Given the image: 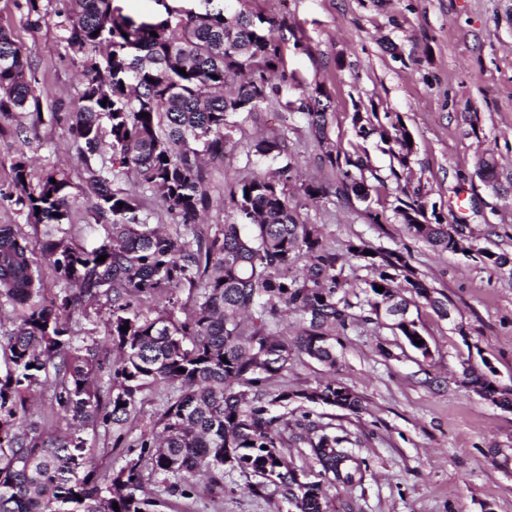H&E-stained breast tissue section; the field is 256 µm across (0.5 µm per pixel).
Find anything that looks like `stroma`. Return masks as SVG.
Instances as JSON below:
<instances>
[{
    "instance_id": "stroma-1",
    "label": "stroma",
    "mask_w": 512,
    "mask_h": 512,
    "mask_svg": "<svg viewBox=\"0 0 512 512\" xmlns=\"http://www.w3.org/2000/svg\"><path fill=\"white\" fill-rule=\"evenodd\" d=\"M45 22L31 27L22 0H0V28L11 31L36 68L43 104L77 101L83 84L57 25L55 0H42ZM248 9L286 21L285 98L322 88L330 95L332 143L352 139L354 104L398 115L416 153L407 179L389 178L390 156L368 141L372 168L385 176L371 203L335 194L337 171L324 158L302 114L273 103L244 120L226 148L215 186L249 175L244 146L256 133H286L300 178L325 195L300 198V221L319 225L344 255L363 241L408 252L428 288L448 306L440 316L411 298L409 315L429 343L411 348L385 322H358L340 336L335 367L295 352L269 387L300 391L334 379L353 390L363 410L319 411L321 423L348 433L365 458L362 482L327 487V512H512V409L483 399L461 382L462 364L489 362L495 380L512 387V270L478 256L440 252L413 237L395 215L398 199L421 193L449 223L462 224L477 248L512 255V0H247ZM302 40L303 50L293 40ZM31 159V178L53 169L78 176L83 164L64 125L43 121L29 146L0 135V185L10 180L17 150ZM498 163L496 186L477 172L481 154ZM107 308L74 314L77 343L112 363ZM86 457L100 472L119 469L124 449L111 433L85 430ZM258 492H251V485ZM148 491L161 512H295L274 485L225 470L223 488L196 480L190 496L169 494L161 480Z\"/></svg>"
}]
</instances>
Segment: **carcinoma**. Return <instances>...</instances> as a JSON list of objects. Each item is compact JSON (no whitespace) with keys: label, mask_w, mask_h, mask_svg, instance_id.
<instances>
[{"label":"carcinoma","mask_w":512,"mask_h":512,"mask_svg":"<svg viewBox=\"0 0 512 512\" xmlns=\"http://www.w3.org/2000/svg\"><path fill=\"white\" fill-rule=\"evenodd\" d=\"M61 2L57 25L84 78L73 106L43 107L35 70L13 33L0 28V133L25 143L46 110L50 120L67 125L83 159L77 184L58 169L34 185L24 154L10 162V195L29 223L44 230L33 238L15 224H0V307L21 314L0 337L10 363L0 377V512H156L159 502L148 495L146 476L184 496L196 476L221 485L226 467L275 485L297 512H326L324 485L361 482L365 461L349 447L348 434L313 419L314 409L338 405L356 415L361 400L334 380L313 388L316 399L304 390L272 392L268 381L288 369L296 350L335 367L336 330L354 328L357 318L342 292L339 257L318 225L299 221L290 203L296 162L285 138L248 144L247 163L276 168L229 185L232 212L224 223L207 233L198 224L214 203L206 162L224 161L225 147L240 130L237 117L280 100L288 83L286 25L245 8L243 0L238 8L216 0L181 10L166 5L165 15L150 21L115 13L112 0ZM329 106L317 89L295 108L321 144L329 142ZM352 125L357 141L333 147L326 157L338 171L336 194L364 201L359 189L368 178L384 184L369 163L367 140L376 136L388 145L396 161L390 176L397 181L410 173L415 148L402 124L386 125L375 111L355 110ZM105 143L110 156L99 161ZM496 169L493 158L478 160L486 183L495 184ZM80 194L95 200L94 223L107 225L90 249L72 236ZM148 194L162 199L167 223H150ZM394 211L414 237L453 250L449 225L421 198L400 199ZM369 250L363 241L347 246L348 255L374 273L364 289L370 313L385 312L392 328L427 355L428 343H414L424 336L407 317L400 291L424 299L443 317L447 304L417 277L403 251ZM479 255L492 269L512 263L505 253ZM40 256L62 283L49 302ZM101 256L106 260L98 261ZM179 290L192 296L190 306L179 302ZM102 296L109 305L106 335L118 352L109 370L108 407L99 400L94 349L75 343L70 326L77 306ZM288 311L302 321L293 341L278 331ZM50 378L59 414L74 426L64 436L27 419L29 396ZM469 383L512 409V387L474 371ZM159 385L168 388L159 430L141 434L140 452L126 456L111 475L92 467L75 476L85 446L77 432L102 427L123 445L138 395ZM292 403L302 422L289 440L283 430ZM291 443L311 448L319 481L288 468L282 449Z\"/></svg>","instance_id":"1"}]
</instances>
